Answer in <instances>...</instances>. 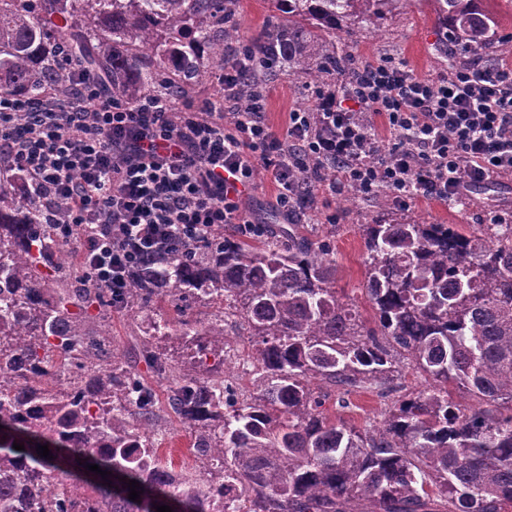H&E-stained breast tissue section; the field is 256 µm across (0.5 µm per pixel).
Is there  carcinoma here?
<instances>
[{"label": "carcinoma", "instance_id": "cac0c4a2", "mask_svg": "<svg viewBox=\"0 0 512 512\" xmlns=\"http://www.w3.org/2000/svg\"><path fill=\"white\" fill-rule=\"evenodd\" d=\"M232 0H0V94L52 84L64 45L100 74L112 98L150 87L177 95L224 68L240 38ZM410 0H275L279 15L245 47L254 71L288 68L324 83L355 74L326 36L372 25ZM463 53L501 51L480 0H431ZM160 57L151 70L144 53ZM173 63L183 80L170 79ZM367 322L338 296L330 246L226 237L133 269L126 302L162 299L174 321L148 324L142 353L169 382L167 406L196 434V465L176 472L158 453L156 401L112 354L108 326L88 308L103 288L56 275L67 256L17 169L0 167V512H508L512 508V224L465 234L446 224L362 225ZM257 337L256 391L241 399L217 368L186 370L153 350L159 338L206 355L224 350V315ZM429 388L361 432L333 421L329 389L392 380L408 365ZM485 408L466 410L453 394ZM24 446L18 451L13 444ZM48 446L50 455L36 451ZM76 469L58 476V460ZM96 464L109 475H81ZM122 488H112L113 479ZM139 482L132 501L129 481ZM236 490L228 510L225 491Z\"/></svg>", "mask_w": 512, "mask_h": 512}]
</instances>
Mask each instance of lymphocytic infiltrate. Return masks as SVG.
<instances>
[{
  "mask_svg": "<svg viewBox=\"0 0 512 512\" xmlns=\"http://www.w3.org/2000/svg\"><path fill=\"white\" fill-rule=\"evenodd\" d=\"M58 57L72 75L68 96H0V159L39 191L86 284L116 302L143 257L187 251L228 224L264 236L265 222L246 208L259 168L276 184L287 224L308 158L335 162L341 185L385 188L405 205L512 176V66L503 62L422 78L404 62L376 60L344 90L319 93L317 112H289L277 131L264 119L263 93L243 91L246 55L225 62L223 101L192 108L167 92L112 99L67 49ZM382 130L392 140L385 152Z\"/></svg>",
  "mask_w": 512,
  "mask_h": 512,
  "instance_id": "lymphocytic-infiltrate-1",
  "label": "lymphocytic infiltrate"
}]
</instances>
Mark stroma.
Returning <instances> with one entry per match:
<instances>
[{"label": "stroma", "instance_id": "35a3bbf8", "mask_svg": "<svg viewBox=\"0 0 512 512\" xmlns=\"http://www.w3.org/2000/svg\"><path fill=\"white\" fill-rule=\"evenodd\" d=\"M234 9L242 38L225 42L224 56L228 59L240 53L244 40L257 35L276 12L273 0H236ZM335 43L357 62L384 56L402 59L423 78L435 77L449 68L451 47L447 32L439 24L430 0H411L406 8L379 21L378 25L337 37ZM263 82L268 93L265 118L275 130H283L291 110L317 105V90L305 76L281 69L265 74ZM296 215L298 232L314 231L318 238L330 243L338 268L336 290L368 319L372 311L362 288L365 273L363 225L376 219L397 218L425 224H454L461 232L470 233L484 224L512 223V179L504 178L473 188L449 203L425 196L406 206L393 201L385 190L362 196L353 194L347 187L335 193L324 189L319 191L315 205H301ZM139 321L136 311L111 309L112 349L138 371L162 402L166 399L167 382L140 352L134 338ZM224 333L223 356L208 355L206 362L222 364L226 383L238 392H252L256 374L249 353L254 339L241 334L230 317L224 322ZM427 386L423 374L408 367L393 383H376L357 389L347 395L346 406L333 405L329 411L333 418L358 429H374L382 425L386 413L398 401ZM158 421L156 444L160 455L171 461L175 469L194 467L190 431L165 409L160 410Z\"/></svg>", "mask_w": 512, "mask_h": 512}]
</instances>
